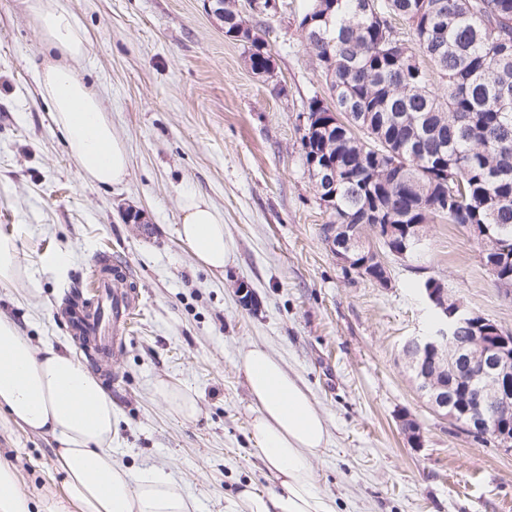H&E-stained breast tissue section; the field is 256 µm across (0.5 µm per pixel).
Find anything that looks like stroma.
<instances>
[{
  "label": "stroma",
  "mask_w": 512,
  "mask_h": 512,
  "mask_svg": "<svg viewBox=\"0 0 512 512\" xmlns=\"http://www.w3.org/2000/svg\"><path fill=\"white\" fill-rule=\"evenodd\" d=\"M57 2L87 35L80 75L125 144L130 174L109 188L83 179L39 87L48 51L24 0H0V236L14 240L21 267L0 287V315L35 348L79 356L59 318L66 294L97 253L126 268L140 310L95 372L119 417L114 460L172 474L198 512H224L245 483L264 486L239 367L258 345L327 418L314 469L339 512H512V451L438 418L401 354L429 323L419 295L427 278L505 330L512 290L496 286L469 232L440 219L419 253L389 257V287L343 273L320 240L327 215L301 148L303 105L325 89L298 28L306 0H279L271 16L236 2L264 41L270 78L204 0ZM187 192L224 218L223 274L202 269L177 236ZM245 290L252 305L241 302ZM161 379L195 395L196 419L169 410L154 390ZM405 414L422 426L420 446L400 429ZM56 446L0 411V464L34 496L63 494Z\"/></svg>",
  "instance_id": "35a3bbf8"
}]
</instances>
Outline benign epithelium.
I'll use <instances>...</instances> for the list:
<instances>
[{"label": "benign epithelium", "mask_w": 512, "mask_h": 512, "mask_svg": "<svg viewBox=\"0 0 512 512\" xmlns=\"http://www.w3.org/2000/svg\"><path fill=\"white\" fill-rule=\"evenodd\" d=\"M403 228L401 224H372L369 229L383 244ZM405 229V228H403ZM411 243L422 241L418 229ZM336 262L368 279L386 286L390 283L383 254L365 240V233L336 247L328 241ZM435 326L427 334L410 339L404 346L407 359L417 369V386L431 409L443 418L463 423L470 436L492 435L500 448L512 450V332L498 326L488 328V336H461L459 329L470 324L481 326L486 319L459 302L448 300V289L436 279L423 288Z\"/></svg>", "instance_id": "benign-epithelium-1"}]
</instances>
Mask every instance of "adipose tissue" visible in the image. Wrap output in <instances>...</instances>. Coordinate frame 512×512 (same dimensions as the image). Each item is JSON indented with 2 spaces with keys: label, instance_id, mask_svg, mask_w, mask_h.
I'll return each mask as SVG.
<instances>
[{
  "label": "adipose tissue",
  "instance_id": "obj_1",
  "mask_svg": "<svg viewBox=\"0 0 512 512\" xmlns=\"http://www.w3.org/2000/svg\"><path fill=\"white\" fill-rule=\"evenodd\" d=\"M51 53L38 81L69 156L84 179L101 186L129 175L127 150L115 136L99 95L78 74L89 50L85 32L57 0H24ZM177 234L197 262L220 274L228 259L223 217L202 197L185 194ZM256 409L252 434L268 485H244L224 512H337L333 496L319 491L312 462L329 443L324 413L307 387L260 346L241 358ZM0 406L30 431L58 443L65 498L34 501L14 471L0 465V512H196V498L171 474L117 464L112 444L118 416L112 398L89 369L52 345L34 350L8 318L0 316Z\"/></svg>",
  "mask_w": 512,
  "mask_h": 512
}]
</instances>
